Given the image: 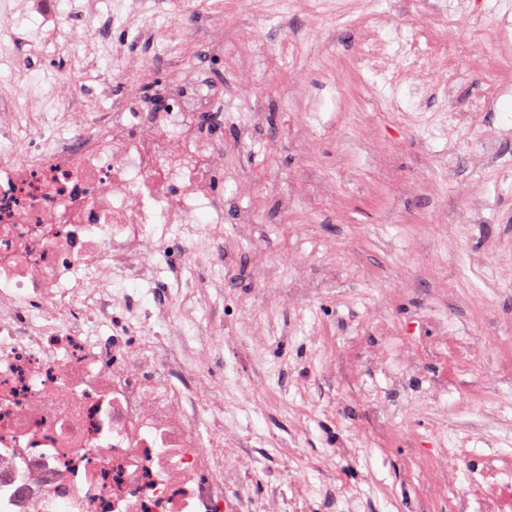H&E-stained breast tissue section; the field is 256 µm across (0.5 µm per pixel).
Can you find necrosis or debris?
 Masks as SVG:
<instances>
[{
    "label": "necrosis or debris",
    "instance_id": "1",
    "mask_svg": "<svg viewBox=\"0 0 512 512\" xmlns=\"http://www.w3.org/2000/svg\"><path fill=\"white\" fill-rule=\"evenodd\" d=\"M18 5L43 24L15 47H50L96 72L90 43L108 23L74 36L69 17L85 0L67 14L56 0H0V15ZM430 9L426 25L365 16L355 63L389 95L404 85L450 92L473 78L447 48L457 8ZM201 81L190 67L150 95L118 93L78 113L62 138L49 113L0 97V512H266L225 496L239 463L224 456L221 432L202 431L191 372L172 368L164 336L195 329L192 313L175 319L95 289L104 277L151 279L147 253L187 225L256 223V210H227L214 189L248 181L225 160V108ZM104 317L111 335L90 338Z\"/></svg>",
    "mask_w": 512,
    "mask_h": 512
}]
</instances>
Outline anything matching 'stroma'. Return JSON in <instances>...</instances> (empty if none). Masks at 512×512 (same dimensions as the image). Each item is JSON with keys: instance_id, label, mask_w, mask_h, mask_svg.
Masks as SVG:
<instances>
[{"instance_id": "obj_1", "label": "stroma", "mask_w": 512, "mask_h": 512, "mask_svg": "<svg viewBox=\"0 0 512 512\" xmlns=\"http://www.w3.org/2000/svg\"><path fill=\"white\" fill-rule=\"evenodd\" d=\"M460 66L507 70L473 28L512 22V0H456ZM164 0H131L127 23L97 41L103 79L83 83L60 56L27 74L109 106L153 59L131 42L165 20ZM277 0H224L227 32L287 27L302 50L285 68L245 74L208 57L205 85L231 110H259L247 149L224 128L227 161L266 191L289 177L327 182L333 201H301L287 222L259 213L249 238L187 232L154 252L178 263L188 287L168 289L171 312H214L209 335L180 344L212 386L224 446L242 465L278 473L253 499L279 495L283 512H512V169L479 163L474 141L493 133L512 160V93L462 125L432 98L391 105L352 63L361 12L278 16ZM291 112L276 102L292 79ZM411 183L415 194L396 204ZM480 208L476 224L457 222ZM445 469L454 491L434 476Z\"/></svg>"}]
</instances>
